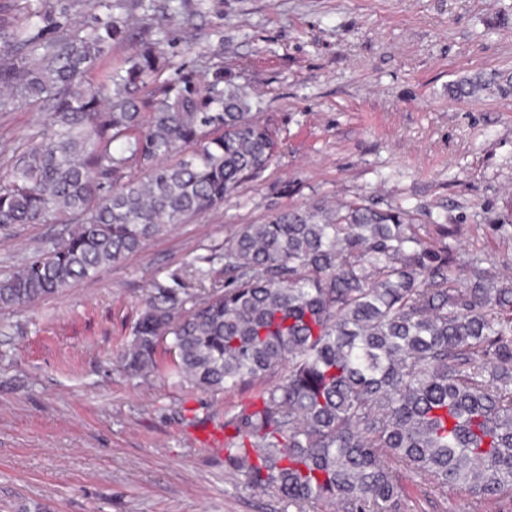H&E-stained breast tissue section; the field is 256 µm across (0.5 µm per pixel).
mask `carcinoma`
Masks as SVG:
<instances>
[{"label": "carcinoma", "instance_id": "1", "mask_svg": "<svg viewBox=\"0 0 512 512\" xmlns=\"http://www.w3.org/2000/svg\"><path fill=\"white\" fill-rule=\"evenodd\" d=\"M42 0L18 22L0 4V110L38 105L48 133L0 176V228L76 224L0 278V308L61 293L235 193L270 162L262 102L214 63L169 68L160 21L185 0ZM135 43L123 64L99 66ZM512 96L496 70L448 85L454 98ZM422 235L414 214L355 199L243 224L224 238V279L190 263L202 295L157 286L124 368L194 388L254 386L224 413V466L284 509L404 512L411 482L480 501L512 495V277L460 263L453 228ZM168 343L171 363L157 351ZM280 381L268 384L273 374Z\"/></svg>", "mask_w": 512, "mask_h": 512}]
</instances>
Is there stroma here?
<instances>
[{"label": "stroma", "instance_id": "obj_1", "mask_svg": "<svg viewBox=\"0 0 512 512\" xmlns=\"http://www.w3.org/2000/svg\"><path fill=\"white\" fill-rule=\"evenodd\" d=\"M167 25L172 66L223 61L261 98L278 147L224 202L124 261L34 305L0 309V512H281L204 445L254 389L205 392L122 368L154 285L197 292L196 256L222 271L243 224L364 197L454 227L460 258L512 260V96L448 97L480 71L512 73V0H189ZM193 54H185L186 42ZM29 102L0 111V174L40 137ZM507 223L506 233L490 225ZM60 224L0 229V276L49 248ZM415 512H512V500L441 499L409 487Z\"/></svg>", "mask_w": 512, "mask_h": 512}]
</instances>
